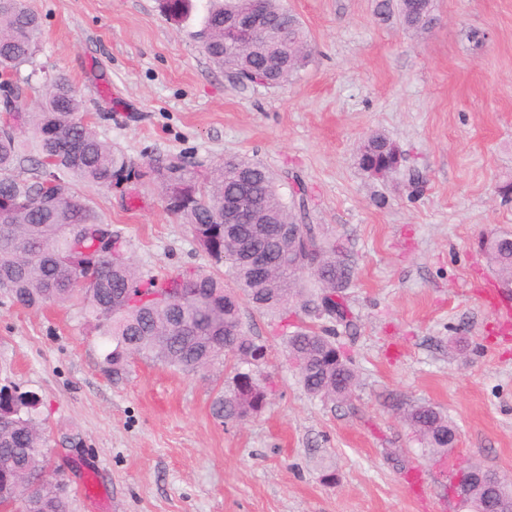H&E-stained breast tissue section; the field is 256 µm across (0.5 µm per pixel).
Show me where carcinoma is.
<instances>
[{
  "mask_svg": "<svg viewBox=\"0 0 512 512\" xmlns=\"http://www.w3.org/2000/svg\"><path fill=\"white\" fill-rule=\"evenodd\" d=\"M166 15L181 20L191 0H159ZM266 17L286 31L287 42L276 55H247L235 48L241 37L224 28L226 15L245 11L251 0H212L198 38L209 59L235 82L262 79L282 87L310 62L307 32L299 17L281 0H263ZM404 26L423 33L432 24L434 0H398ZM41 19L28 0H0V73L18 76L15 104L0 117V294L27 309L79 300L92 326L112 349L105 364L120 378L131 355L190 374L217 360L257 365L265 349L243 330L241 302L273 315L283 340V355L303 389L313 397H348L357 378L352 357L336 339L333 324L351 325L343 296L351 268L342 259L344 244L318 238L307 214L308 187L295 180L284 199L274 173L263 163L229 156L205 170L179 158L138 164L100 139L81 116V101L69 77L39 64ZM30 68L23 76L21 70ZM358 161L368 174L385 178L402 161L398 146L373 133L358 147ZM152 177L166 198L167 210L189 225L198 245L228 273L190 270L174 277L143 273L135 266L128 242L112 234V252L94 249L89 231L104 224L80 194L83 186L124 189ZM248 191L259 200L265 224H288L293 233L259 239L252 215L245 211L237 235L224 237V199ZM269 250L313 265L309 272L285 268L264 282L244 266L224 262L241 250ZM488 266L504 284L512 283V236L499 234L482 243ZM326 326L294 325L295 309ZM235 371L216 401L218 417L246 421L261 413L276 395L268 378L254 380L245 395ZM39 400L11 385L0 386V504L25 492V512H70L60 472L53 468L43 428L34 413ZM403 419L414 437L435 455L448 452L455 432L435 407L408 406Z\"/></svg>",
  "mask_w": 512,
  "mask_h": 512,
  "instance_id": "obj_1",
  "label": "carcinoma"
}]
</instances>
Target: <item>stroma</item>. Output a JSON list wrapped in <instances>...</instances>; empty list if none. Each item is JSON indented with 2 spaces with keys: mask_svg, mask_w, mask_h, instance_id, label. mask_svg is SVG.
<instances>
[{
  "mask_svg": "<svg viewBox=\"0 0 512 512\" xmlns=\"http://www.w3.org/2000/svg\"><path fill=\"white\" fill-rule=\"evenodd\" d=\"M380 2L283 0L311 60L264 88L233 82L202 51L193 33L209 0L180 23L158 0H30L39 62L69 75L100 138L138 163L244 156L285 194L301 179L306 223L341 239L353 269L344 295L356 326L336 329L353 393L307 394L270 316L246 304L243 326L265 344L260 371L277 393L245 422L214 413L233 375L224 362L184 374L138 359L116 379L80 305L36 311L0 295V384L40 396L70 512H97L80 492L85 464L98 466L109 512H462L449 490L457 468L512 476V287L478 253L479 239L512 233V198L498 193L512 182V0H435L420 36L380 16ZM375 131L403 153L389 179L357 163ZM82 194L141 271L212 267L156 182ZM415 403L455 426L449 457L413 437L401 411Z\"/></svg>",
  "mask_w": 512,
  "mask_h": 512,
  "instance_id": "stroma-1",
  "label": "stroma"
}]
</instances>
